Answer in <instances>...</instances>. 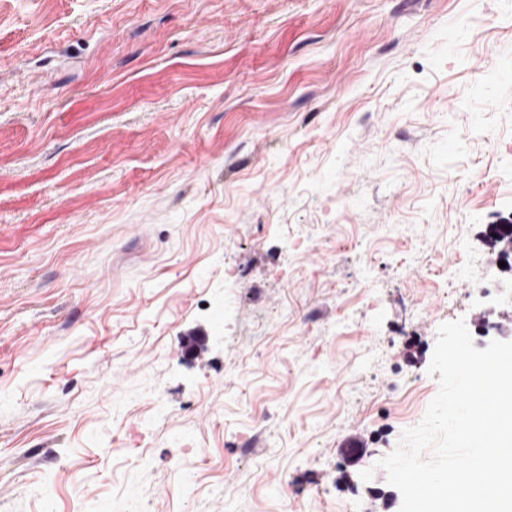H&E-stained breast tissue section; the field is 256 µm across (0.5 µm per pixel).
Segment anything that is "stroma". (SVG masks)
Instances as JSON below:
<instances>
[{
	"label": "stroma",
	"mask_w": 512,
	"mask_h": 512,
	"mask_svg": "<svg viewBox=\"0 0 512 512\" xmlns=\"http://www.w3.org/2000/svg\"><path fill=\"white\" fill-rule=\"evenodd\" d=\"M505 218L512 0H0V512H399Z\"/></svg>",
	"instance_id": "obj_1"
}]
</instances>
